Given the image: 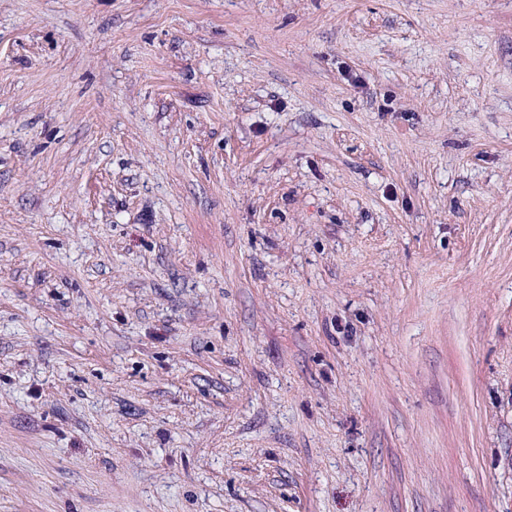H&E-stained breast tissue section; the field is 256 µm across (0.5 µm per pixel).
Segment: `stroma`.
Returning <instances> with one entry per match:
<instances>
[{"label": "stroma", "mask_w": 512, "mask_h": 512, "mask_svg": "<svg viewBox=\"0 0 512 512\" xmlns=\"http://www.w3.org/2000/svg\"><path fill=\"white\" fill-rule=\"evenodd\" d=\"M0 512H512V0H0Z\"/></svg>", "instance_id": "obj_1"}]
</instances>
